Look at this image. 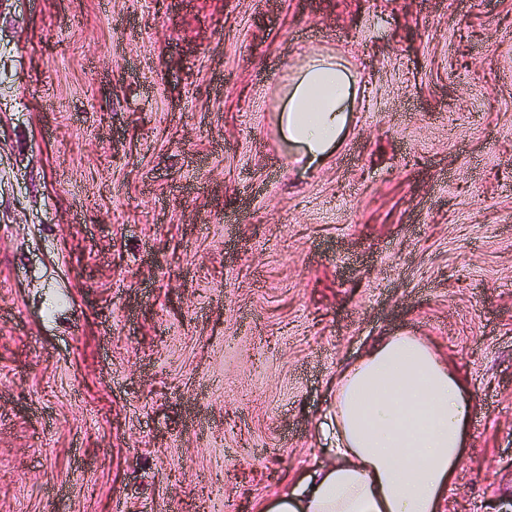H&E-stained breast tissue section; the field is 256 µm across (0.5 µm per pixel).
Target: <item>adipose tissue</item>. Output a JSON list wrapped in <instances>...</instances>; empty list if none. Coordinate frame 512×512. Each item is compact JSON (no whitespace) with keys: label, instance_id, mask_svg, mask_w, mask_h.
I'll use <instances>...</instances> for the list:
<instances>
[{"label":"adipose tissue","instance_id":"ef3b65f1","mask_svg":"<svg viewBox=\"0 0 512 512\" xmlns=\"http://www.w3.org/2000/svg\"><path fill=\"white\" fill-rule=\"evenodd\" d=\"M351 88L341 62L316 54L289 86L278 128L308 161L325 158L347 128ZM473 410L468 389L429 344L384 337L336 381L324 424L334 462L257 512H439Z\"/></svg>","mask_w":512,"mask_h":512}]
</instances>
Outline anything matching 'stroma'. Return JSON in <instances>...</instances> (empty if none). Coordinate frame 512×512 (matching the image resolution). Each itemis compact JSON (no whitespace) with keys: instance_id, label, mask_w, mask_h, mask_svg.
Masks as SVG:
<instances>
[{"instance_id":"1","label":"stroma","mask_w":512,"mask_h":512,"mask_svg":"<svg viewBox=\"0 0 512 512\" xmlns=\"http://www.w3.org/2000/svg\"><path fill=\"white\" fill-rule=\"evenodd\" d=\"M400 333L477 398L444 512H512V0H0V512H253ZM351 88V76L341 62L316 54L307 58L287 88L278 128L310 163L325 158L347 128Z\"/></svg>"}]
</instances>
